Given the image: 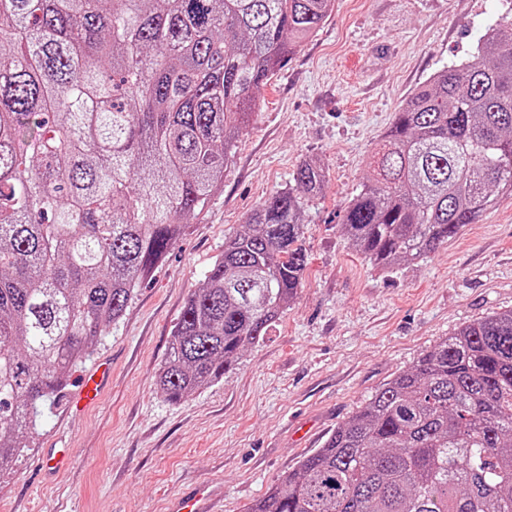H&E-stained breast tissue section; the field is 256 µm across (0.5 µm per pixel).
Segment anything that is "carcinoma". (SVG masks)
<instances>
[{
    "label": "carcinoma",
    "mask_w": 512,
    "mask_h": 512,
    "mask_svg": "<svg viewBox=\"0 0 512 512\" xmlns=\"http://www.w3.org/2000/svg\"><path fill=\"white\" fill-rule=\"evenodd\" d=\"M333 2L0 0L1 478ZM372 163L343 231L379 271L427 259L512 194V18L406 100ZM294 181L188 298L156 380L166 400L223 377L295 299L325 168L305 160ZM247 512H512V310L438 342Z\"/></svg>",
    "instance_id": "1"
}]
</instances>
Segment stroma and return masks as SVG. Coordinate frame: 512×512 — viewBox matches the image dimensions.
<instances>
[{
	"mask_svg": "<svg viewBox=\"0 0 512 512\" xmlns=\"http://www.w3.org/2000/svg\"><path fill=\"white\" fill-rule=\"evenodd\" d=\"M512 0H335L257 94L224 183L136 288L123 317L0 477V512H173L206 486L218 512H246L387 382L440 339L512 310V194L421 263L371 267L346 238L347 205L406 99L477 54ZM319 160L323 195L303 209L307 267L268 336L219 381L172 403L155 380L189 296L253 209ZM107 364L99 405L76 408L83 374Z\"/></svg>",
	"mask_w": 512,
	"mask_h": 512,
	"instance_id": "obj_1",
	"label": "stroma"
}]
</instances>
